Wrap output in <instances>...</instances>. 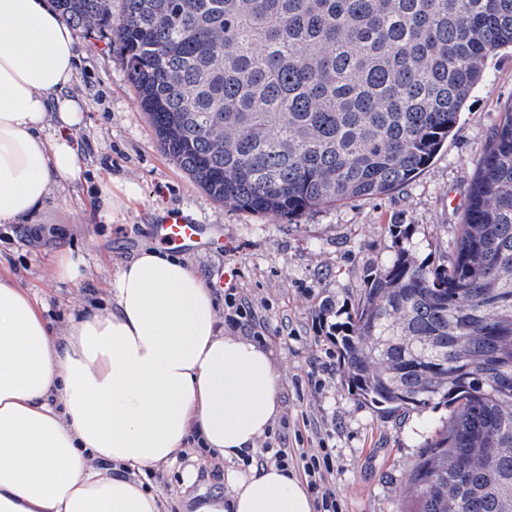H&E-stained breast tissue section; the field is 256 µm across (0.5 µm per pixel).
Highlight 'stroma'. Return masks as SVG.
Returning a JSON list of instances; mask_svg holds the SVG:
<instances>
[{
  "label": "stroma",
  "instance_id": "obj_1",
  "mask_svg": "<svg viewBox=\"0 0 512 512\" xmlns=\"http://www.w3.org/2000/svg\"><path fill=\"white\" fill-rule=\"evenodd\" d=\"M80 64L69 92L88 105L70 140L83 161L82 179L52 187L40 209L19 224H0V266L45 304L43 315L63 333L71 310L106 306L112 271L141 248L154 247L152 228L172 211L222 228L211 253L182 257L214 286L216 302L229 272L252 303L262 345L282 374L281 418L274 436L292 448L328 449L331 489L339 512H400L410 472L452 410L377 407L348 388L336 345L318 315L332 304L337 321L357 303L364 275L392 253L386 225H407L421 256L452 253L477 164L507 107L512 106V49L486 63L447 144L411 183L389 194L324 207L286 219L224 207L160 151L148 115L108 36L74 29ZM132 183L137 200L117 218L100 209L99 181ZM73 278L57 274L59 252ZM193 470L192 485L182 474ZM144 483L168 499L171 512H194L201 499L227 490L225 475L196 446Z\"/></svg>",
  "mask_w": 512,
  "mask_h": 512
}]
</instances>
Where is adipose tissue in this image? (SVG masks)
Here are the masks:
<instances>
[{
    "mask_svg": "<svg viewBox=\"0 0 512 512\" xmlns=\"http://www.w3.org/2000/svg\"><path fill=\"white\" fill-rule=\"evenodd\" d=\"M77 56L47 0H0V224L81 175ZM111 300L71 314L60 340L42 303L0 275V512H168L121 472L169 465L193 436L231 464L226 495L195 512H314L294 472L238 468L281 414V373L220 325L198 273L147 249L117 267Z\"/></svg>",
    "mask_w": 512,
    "mask_h": 512,
    "instance_id": "1",
    "label": "adipose tissue"
}]
</instances>
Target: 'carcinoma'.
Segmentation results:
<instances>
[{"label":"carcinoma","mask_w":512,"mask_h":512,"mask_svg":"<svg viewBox=\"0 0 512 512\" xmlns=\"http://www.w3.org/2000/svg\"><path fill=\"white\" fill-rule=\"evenodd\" d=\"M119 46L162 153L213 199L293 217L424 171L512 0H56ZM336 326L344 380L380 405L453 408L412 468L414 512H512V108L479 159L454 250L399 224Z\"/></svg>","instance_id":"cac0c4a2"}]
</instances>
